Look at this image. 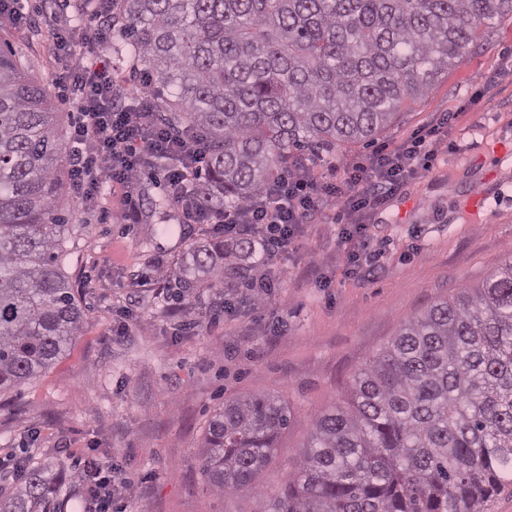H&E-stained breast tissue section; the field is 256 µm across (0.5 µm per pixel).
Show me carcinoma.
Returning a JSON list of instances; mask_svg holds the SVG:
<instances>
[{"label":"carcinoma","instance_id":"cac0c4a2","mask_svg":"<svg viewBox=\"0 0 512 512\" xmlns=\"http://www.w3.org/2000/svg\"><path fill=\"white\" fill-rule=\"evenodd\" d=\"M151 78L158 122L206 144L197 207L249 202L308 155L370 143L407 101L483 46L512 0H105ZM56 104L0 47V390L48 369L82 330L61 270L71 224L58 207L66 149ZM138 181L148 216L169 199ZM254 240L196 245L167 277L249 288ZM257 393L214 410L200 456L210 488L254 485L288 428ZM0 512H54L67 478L18 464ZM512 487V258L418 316L359 368L347 398L316 414L288 484L260 512H485Z\"/></svg>","mask_w":512,"mask_h":512}]
</instances>
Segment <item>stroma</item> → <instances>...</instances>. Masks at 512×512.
<instances>
[{"label": "stroma", "instance_id": "35a3bbf8", "mask_svg": "<svg viewBox=\"0 0 512 512\" xmlns=\"http://www.w3.org/2000/svg\"><path fill=\"white\" fill-rule=\"evenodd\" d=\"M23 5L36 25L4 20L0 35L55 97L66 139L79 94L60 74L86 59L55 53L53 28L42 22L52 0ZM486 41L428 96L406 103L379 138L396 145L448 124L431 170L374 211L373 269L350 273L345 253L359 243L339 246L333 224L348 217L326 208L327 222L307 226L299 247L272 260L283 281L260 312L213 313L209 290L179 304L169 298L161 271L191 243L217 236L214 225L189 223L176 205L162 233L111 184L85 200L63 180L59 205L73 229L62 269L85 323L65 356L0 392V486L16 485L20 459L73 469L92 457L125 470L133 512H259V491L287 484L313 416L344 400L355 371L403 320L512 257V17L496 21ZM251 393L279 396L290 423L255 487L224 497L200 471V446L212 410Z\"/></svg>", "mask_w": 512, "mask_h": 512}]
</instances>
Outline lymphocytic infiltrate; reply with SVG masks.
<instances>
[{"instance_id":"f902f5d3","label":"lymphocytic infiltrate","mask_w":512,"mask_h":512,"mask_svg":"<svg viewBox=\"0 0 512 512\" xmlns=\"http://www.w3.org/2000/svg\"><path fill=\"white\" fill-rule=\"evenodd\" d=\"M85 36L67 39L55 32L54 45L68 54L91 55L112 39V25L101 10L88 12L80 23ZM63 81L80 93L82 118L71 132L70 163L81 193L98 191L105 183L120 186L128 207H135L134 189L147 163H163V177L179 204L189 203L188 188L204 166L197 139L174 135L152 121L149 94L135 100L118 96L116 74L104 63L63 71ZM440 128L412 137L397 147H382L372 156L332 167L330 174H315L309 167L289 169L257 200L220 215L192 210L197 224H215L225 239H260L269 257H276L299 239L323 206L336 205L351 218L341 228L342 242L366 238L370 215L392 196L406 178L429 171L441 143Z\"/></svg>"}]
</instances>
